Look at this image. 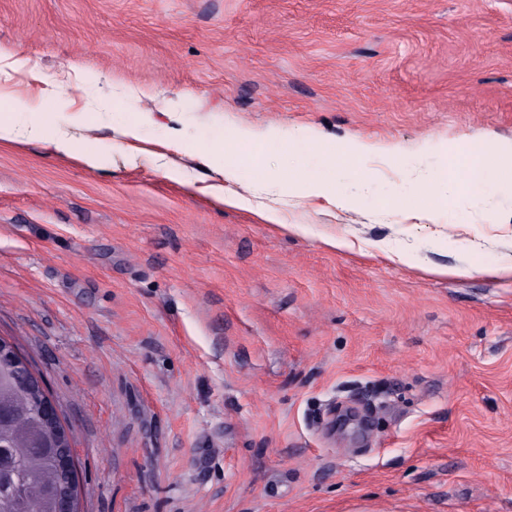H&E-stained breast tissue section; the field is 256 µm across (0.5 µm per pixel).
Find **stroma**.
Here are the masks:
<instances>
[{
	"label": "stroma",
	"instance_id": "stroma-1",
	"mask_svg": "<svg viewBox=\"0 0 512 512\" xmlns=\"http://www.w3.org/2000/svg\"><path fill=\"white\" fill-rule=\"evenodd\" d=\"M0 52L28 60L0 90L85 112L100 158L0 148V336L71 430L80 512H512V280L484 273L512 223L406 185L512 139V0H0ZM145 111L155 151L241 124L395 147L335 159L383 217L315 200L280 229L188 194L128 162Z\"/></svg>",
	"mask_w": 512,
	"mask_h": 512
}]
</instances>
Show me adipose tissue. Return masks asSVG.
I'll list each match as a JSON object with an SVG mask.
<instances>
[{"mask_svg":"<svg viewBox=\"0 0 512 512\" xmlns=\"http://www.w3.org/2000/svg\"><path fill=\"white\" fill-rule=\"evenodd\" d=\"M7 106V111L0 113V145L10 147L18 143V131L23 128L30 139L44 143L60 159L74 161L90 169L98 167V155L78 151L71 134L72 129L85 126L84 113L64 115L58 123L50 126L39 113L27 111L21 102L11 100ZM257 141L291 155L298 156L310 149L321 155L322 165L311 167L301 163L289 169V196L321 199L346 212L359 210L358 199L337 191L336 175L331 162L332 150L326 139L314 132L306 131L299 138L289 140L273 127L240 125L215 131L209 138L190 144L179 139L175 146L210 165L224 181L234 182L238 179V172L235 165L229 163V155L238 152L243 145ZM471 148L475 156L465 174H458L456 164H446L431 176L428 183L415 187L414 195L432 201L446 199L463 207L481 193L500 194L512 191V140L493 143L475 141ZM258 192L259 189L255 186L241 191L224 190L222 184L210 188V195L216 203L251 211L268 224L280 223L281 216L276 208L257 202Z\"/></svg>","mask_w":512,"mask_h":512,"instance_id":"adipose-tissue-1","label":"adipose tissue"}]
</instances>
